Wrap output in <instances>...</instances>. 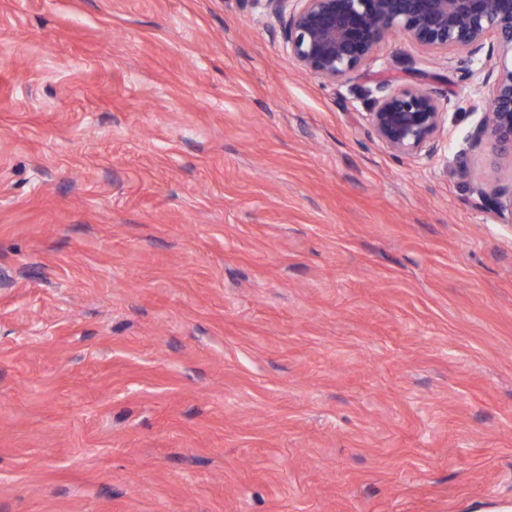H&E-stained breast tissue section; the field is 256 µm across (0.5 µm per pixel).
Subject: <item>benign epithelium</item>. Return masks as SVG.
Instances as JSON below:
<instances>
[{
  "label": "benign epithelium",
  "mask_w": 512,
  "mask_h": 512,
  "mask_svg": "<svg viewBox=\"0 0 512 512\" xmlns=\"http://www.w3.org/2000/svg\"><path fill=\"white\" fill-rule=\"evenodd\" d=\"M283 20L288 56L323 83H347L385 41L401 36L430 51L452 53L460 79L472 77L474 57L487 52L481 87L491 108L468 135L474 148L490 146L495 162L512 165V0H263ZM366 113L378 142L395 157H430L447 124L441 100L425 75L392 87L384 77ZM512 223V189L488 195Z\"/></svg>",
  "instance_id": "1"
}]
</instances>
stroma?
I'll return each mask as SVG.
<instances>
[{
  "label": "stroma",
  "mask_w": 512,
  "mask_h": 512,
  "mask_svg": "<svg viewBox=\"0 0 512 512\" xmlns=\"http://www.w3.org/2000/svg\"><path fill=\"white\" fill-rule=\"evenodd\" d=\"M432 73L430 158L364 118ZM323 83L254 0H0V512H512L485 106Z\"/></svg>",
  "instance_id": "stroma-1"
}]
</instances>
